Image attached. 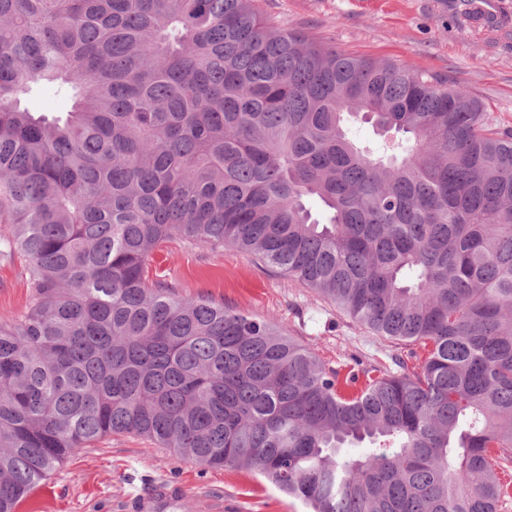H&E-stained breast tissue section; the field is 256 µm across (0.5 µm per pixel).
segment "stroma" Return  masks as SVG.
Segmentation results:
<instances>
[{
	"mask_svg": "<svg viewBox=\"0 0 512 512\" xmlns=\"http://www.w3.org/2000/svg\"><path fill=\"white\" fill-rule=\"evenodd\" d=\"M257 0L281 30L302 31L342 52L404 61L463 85L493 123L512 129V0ZM31 260L0 258V323L28 306ZM146 277L181 295L204 297L278 323L323 368L354 363L421 362L422 347L373 335L335 305L255 256L173 237L160 245ZM177 492L179 512H310L302 501L239 467H210L135 434L118 433L70 457L36 485L17 512H137L141 497Z\"/></svg>",
	"mask_w": 512,
	"mask_h": 512,
	"instance_id": "35a3bbf8",
	"label": "stroma"
}]
</instances>
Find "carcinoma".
I'll return each instance as SVG.
<instances>
[{
	"instance_id": "1",
	"label": "carcinoma",
	"mask_w": 512,
	"mask_h": 512,
	"mask_svg": "<svg viewBox=\"0 0 512 512\" xmlns=\"http://www.w3.org/2000/svg\"><path fill=\"white\" fill-rule=\"evenodd\" d=\"M36 87L64 115L24 107ZM0 224V257L32 260L29 310L0 324V512L114 433L312 512L512 496V130L462 86L255 0H0ZM173 235L427 356L356 388L274 321L148 284Z\"/></svg>"
}]
</instances>
